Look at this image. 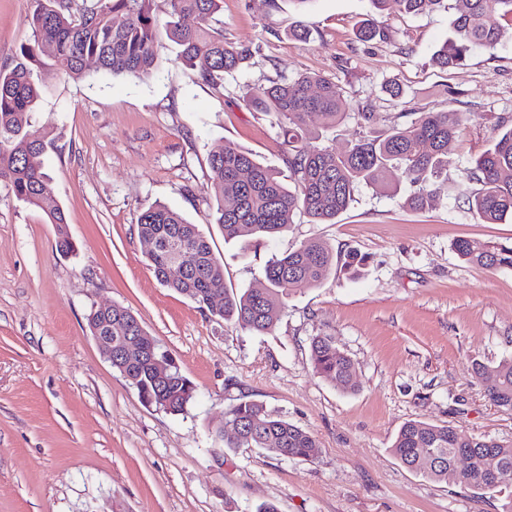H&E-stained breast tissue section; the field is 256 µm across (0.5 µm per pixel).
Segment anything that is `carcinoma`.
Returning <instances> with one entry per match:
<instances>
[{
    "label": "carcinoma",
    "instance_id": "carcinoma-1",
    "mask_svg": "<svg viewBox=\"0 0 512 512\" xmlns=\"http://www.w3.org/2000/svg\"><path fill=\"white\" fill-rule=\"evenodd\" d=\"M29 19L31 40L20 46L11 64L0 67V180H7L15 197L47 212L56 228L55 248L62 254L75 251L55 188L44 171L42 156L52 140L49 134L29 130L28 113L44 89L32 80L33 69L46 59L67 61L69 76L81 78L87 63L113 75L149 77L156 61L158 18L154 0H37ZM164 29L176 58L200 77L215 83L235 69L242 51L224 41V32L213 27L212 19L221 0H166ZM382 13L395 3L406 13L418 14L446 0H370ZM455 15L448 39L433 54L443 69L462 63L476 47L493 48L504 36L500 20L512 18V0H452ZM193 17L188 27L184 19ZM343 90L319 76L301 75L288 82L257 86L251 106L259 112L274 113L287 122L284 130V161L291 173L285 184L279 172L260 163L253 153L231 144L209 158L210 189L216 208L212 223L224 230V241L247 250L266 238L278 236L291 225L295 212L314 222L327 223L346 210L361 184L381 187L399 171L418 186L405 200L412 209H422L443 191L462 200L466 212L484 224L512 218V128L478 154L467 175L468 183L440 182L448 169V145L467 121L460 112H427L407 125L395 124L385 131L375 128L377 116L361 112L368 132L348 150L337 153L327 145L302 140V132L314 115L326 127L343 119L340 102ZM137 232L146 247L157 280L190 298L212 316L242 329L267 333L284 310V299L300 288L317 285L328 277L336 260L331 248L320 240L301 242L275 257L264 267L266 287L235 292L224 282V264L214 255L199 226L162 204L149 206L138 219ZM457 256L485 269H511L512 243L459 239L452 245ZM194 256V266L171 279L167 269L176 263L180 251ZM365 257L350 252L341 268L358 274ZM223 297L221 307L210 305L212 297ZM147 332L128 309H112V347L126 351L112 356V368L141 393L140 399L170 414H183L194 401L196 390L173 366L161 377L151 364L142 344H132ZM317 373L344 391L358 386L353 364L328 336H317L311 344ZM489 370L486 396L496 406L512 409V355L490 369L478 360L471 372L482 377ZM238 424L228 442L230 448H263L268 452L306 460L316 439L288 420L269 413L263 404L242 400L225 411ZM458 448L494 449L503 468L492 484L473 463L456 475L468 487L500 492L512 485V443L476 437L449 425L408 421L399 430L393 453L408 468L432 480H445Z\"/></svg>",
    "mask_w": 512,
    "mask_h": 512
}]
</instances>
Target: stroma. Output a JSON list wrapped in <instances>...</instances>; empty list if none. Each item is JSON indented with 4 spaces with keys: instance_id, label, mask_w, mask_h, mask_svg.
I'll return each mask as SVG.
<instances>
[{
    "instance_id": "35a3bbf8",
    "label": "stroma",
    "mask_w": 512,
    "mask_h": 512,
    "mask_svg": "<svg viewBox=\"0 0 512 512\" xmlns=\"http://www.w3.org/2000/svg\"><path fill=\"white\" fill-rule=\"evenodd\" d=\"M36 0H0V66L31 37ZM369 0H223L226 41L246 52L216 84L175 57L157 33L153 74L66 76L63 60L35 69L45 90L29 114L50 131L44 169L57 188L74 253L55 249L47 215L0 181V512H500L507 493L434 481L393 454L410 420L512 441V409L494 406L472 360L512 355V270L470 265L452 250L467 238L512 242V221L484 224L450 196L407 209L415 187L359 186L335 223L295 214L287 232L243 251L211 221L209 157L233 144L285 171L282 122L248 106L255 87L317 74L344 90V119L312 118L306 140L346 150L366 129L419 112H461L447 177L465 179L476 155L512 126V21L493 49L443 71L433 51L451 14L391 9L385 33L360 40ZM307 39L289 36L294 27ZM403 88L402 98L386 87ZM163 203L198 224L229 287H264L265 262L309 238L368 256L360 277L336 271L291 293L275 328L255 334L211 317L160 284L137 233ZM130 309L197 388L182 415L146 407L101 355L85 315L93 305ZM331 337L359 386L341 391L317 374L311 341ZM317 440L309 460L231 448L224 418L240 400Z\"/></svg>"
}]
</instances>
